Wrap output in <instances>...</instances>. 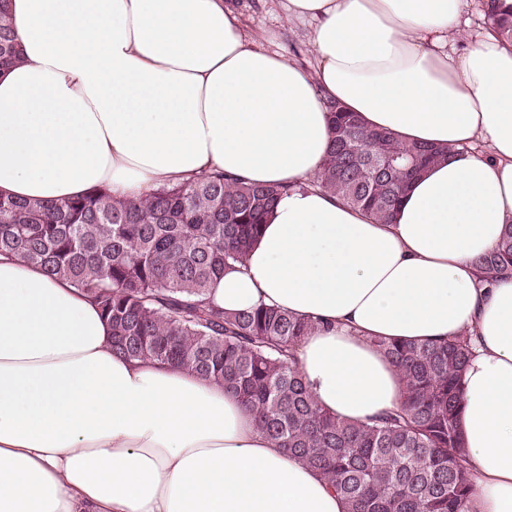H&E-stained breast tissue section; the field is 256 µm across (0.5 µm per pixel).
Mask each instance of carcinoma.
I'll use <instances>...</instances> for the list:
<instances>
[{"instance_id":"cac0c4a2","label":"carcinoma","mask_w":512,"mask_h":512,"mask_svg":"<svg viewBox=\"0 0 512 512\" xmlns=\"http://www.w3.org/2000/svg\"><path fill=\"white\" fill-rule=\"evenodd\" d=\"M490 0L489 20L512 42V13ZM18 60L17 36L0 10V67ZM327 160L313 185L382 224L392 221L411 183L448 147L403 145L331 106ZM279 185L203 174L146 198L104 189L56 203L0 197V253L68 280L112 326V350L177 365L224 384L286 452L318 471L347 512H463L472 464L460 427L470 338L374 344L398 369L397 407L368 423L321 409L293 349L315 324L258 306L228 314L208 291L228 261L242 263L259 237ZM492 281L512 268V224L478 258Z\"/></svg>"}]
</instances>
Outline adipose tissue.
I'll use <instances>...</instances> for the list:
<instances>
[{
  "label": "adipose tissue",
  "instance_id": "1",
  "mask_svg": "<svg viewBox=\"0 0 512 512\" xmlns=\"http://www.w3.org/2000/svg\"><path fill=\"white\" fill-rule=\"evenodd\" d=\"M464 0H285L316 67L263 46L228 0H9L22 60L0 70V196L139 197L220 171L279 184L244 268L209 296L312 320L296 349L317 404L366 421L398 371L371 340L474 338L461 426L465 512H512V274L476 259L512 224V44L457 52ZM340 104L453 153L378 224L312 187ZM0 512H346L223 384L112 351L98 306L0 255Z\"/></svg>",
  "mask_w": 512,
  "mask_h": 512
}]
</instances>
